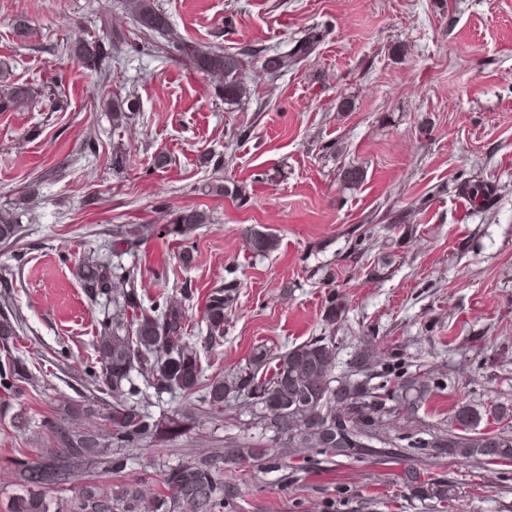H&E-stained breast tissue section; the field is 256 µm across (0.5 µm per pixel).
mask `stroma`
Listing matches in <instances>:
<instances>
[{
    "label": "stroma",
    "mask_w": 512,
    "mask_h": 512,
    "mask_svg": "<svg viewBox=\"0 0 512 512\" xmlns=\"http://www.w3.org/2000/svg\"><path fill=\"white\" fill-rule=\"evenodd\" d=\"M159 2L180 37L240 53L249 96L225 104L216 80L157 36L107 63L112 93L137 102L113 126L96 77L59 45L75 24L103 34L105 18L140 39L126 0H0V78L31 93L0 112V208L20 225L0 244V287H10L0 308L25 321L12 355L29 376L0 390V512L18 490L17 460L52 446L46 420L69 401L103 400L87 375L103 308L75 267L92 251L112 256L117 224L154 227L116 263L135 273L143 308L161 294L181 304L188 335H205L206 298L232 286L223 341L198 348L203 382L245 368L257 349L321 337L337 347L339 377L367 343L376 362L431 386L415 422L390 423L385 437L447 428L464 404L482 413L479 431L497 428L493 409L512 411V0ZM314 28L323 39L311 58L269 78L264 58ZM116 147L127 154L120 173ZM352 166L362 182L345 179ZM219 176L243 198L215 193ZM473 183L487 184L484 198L467 195ZM185 206L212 218L186 242L165 232ZM256 232L274 250L251 251ZM332 299L341 312L331 325ZM133 383L145 412L183 428L162 443L111 444L107 456L126 459L113 484L153 498L170 469L266 435L243 395L211 413ZM268 456L265 470L243 461L221 471L231 487L221 512H512V465L411 450L300 457L282 443ZM409 467L447 497L405 488Z\"/></svg>",
    "instance_id": "stroma-1"
}]
</instances>
